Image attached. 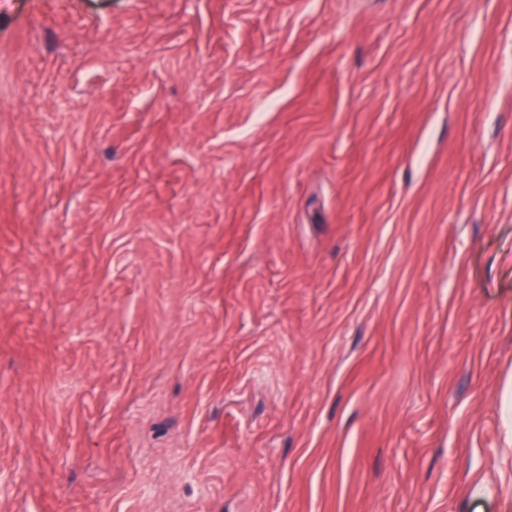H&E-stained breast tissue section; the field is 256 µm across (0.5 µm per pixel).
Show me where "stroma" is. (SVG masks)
<instances>
[{"instance_id": "stroma-1", "label": "stroma", "mask_w": 512, "mask_h": 512, "mask_svg": "<svg viewBox=\"0 0 512 512\" xmlns=\"http://www.w3.org/2000/svg\"><path fill=\"white\" fill-rule=\"evenodd\" d=\"M512 0H0V512H512Z\"/></svg>"}]
</instances>
